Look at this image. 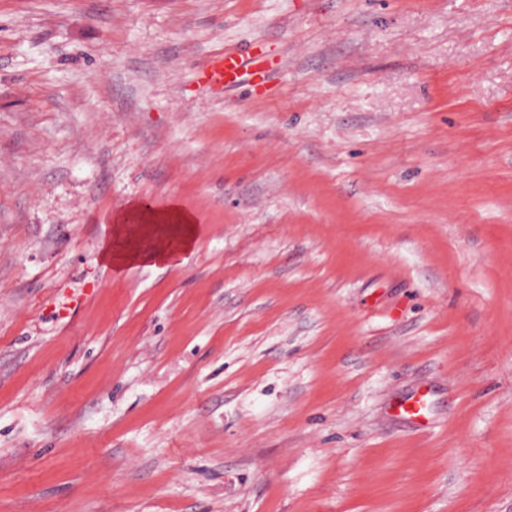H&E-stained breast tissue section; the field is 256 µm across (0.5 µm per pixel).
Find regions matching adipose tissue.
I'll list each match as a JSON object with an SVG mask.
<instances>
[{
  "label": "adipose tissue",
  "instance_id": "adipose-tissue-1",
  "mask_svg": "<svg viewBox=\"0 0 512 512\" xmlns=\"http://www.w3.org/2000/svg\"><path fill=\"white\" fill-rule=\"evenodd\" d=\"M130 213L141 217L153 229L157 238L147 246L137 245L136 230L123 221L116 224L113 230L114 242L107 246L104 257L118 268L133 263L155 265L167 262L175 254L189 251L199 233L193 216L175 205L162 211H147L135 206Z\"/></svg>",
  "mask_w": 512,
  "mask_h": 512
}]
</instances>
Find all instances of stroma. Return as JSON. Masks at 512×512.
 I'll list each match as a JSON object with an SVG mask.
<instances>
[{
  "label": "stroma",
  "mask_w": 512,
  "mask_h": 512,
  "mask_svg": "<svg viewBox=\"0 0 512 512\" xmlns=\"http://www.w3.org/2000/svg\"><path fill=\"white\" fill-rule=\"evenodd\" d=\"M0 512H512V0H0ZM240 63V59L234 55H219L211 61L203 76L212 83L224 84V80L237 78ZM127 215L121 218L119 224L114 225V243L112 245L111 240L104 251V258L116 268L133 263H165L175 254L189 251L199 233L193 216L177 205L163 211H147L134 206ZM130 216H140L143 222L148 224L146 227L157 233L158 237L154 243L145 247L132 245L138 231L126 224Z\"/></svg>",
  "instance_id": "1"
}]
</instances>
